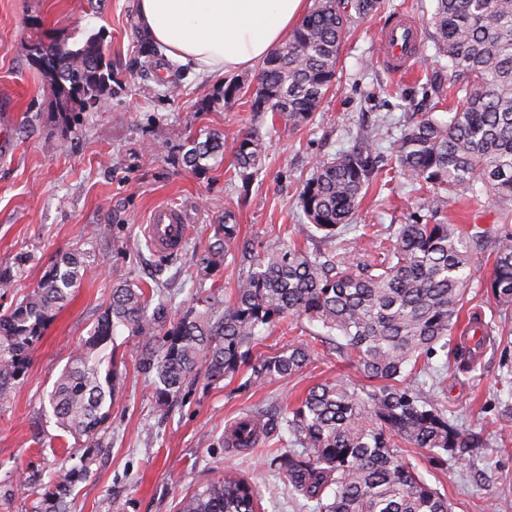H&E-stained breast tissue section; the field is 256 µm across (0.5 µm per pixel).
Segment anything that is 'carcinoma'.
Wrapping results in <instances>:
<instances>
[{
  "label": "carcinoma",
  "instance_id": "1",
  "mask_svg": "<svg viewBox=\"0 0 512 512\" xmlns=\"http://www.w3.org/2000/svg\"><path fill=\"white\" fill-rule=\"evenodd\" d=\"M314 7L276 48L256 76L255 112H270L294 129L320 107L336 74L349 15L339 0ZM432 38L448 68L462 75L463 105L440 120L426 112L395 141L394 168L407 176L419 199L416 220L401 224L384 242H371L370 258L351 261L330 251L310 252L292 241L254 255L242 251L249 269L233 297H214L204 309L170 317L151 307L152 296L128 284L112 298L90 336L48 395L56 423L80 447L78 463L61 467L44 489L35 512H69L61 492L87 477L103 452L97 439L109 417L120 374L113 348L119 326L142 344L139 367L160 404L203 373L214 382L251 366L250 382L300 372L315 345L295 342L251 362L255 330L286 319L319 322L326 335L344 339L336 353L356 362L365 383L315 384L301 401L283 407L281 422L291 439L274 461L293 492L315 512H449L448 499L431 488L400 448H420L439 461L473 445L434 403L409 386L448 349L472 288L479 256L492 260L484 287L512 308V224H448L440 219L444 194L463 191L473 203L483 192L512 204V0H436ZM49 75L55 122L68 127L76 114L109 94L103 45L89 36L75 49L55 42L33 44ZM184 163L196 172L224 152V134L187 136ZM258 133L237 140L235 173L243 190L263 166ZM381 166L364 139L349 151L318 160L300 194L308 223L297 232L332 242L349 224ZM82 253L62 254L38 288L0 315V392L27 369L28 354L58 305L80 286ZM269 433V423L247 415L231 430L237 448L250 449ZM261 492L247 478L224 475L186 498L182 512H258Z\"/></svg>",
  "mask_w": 512,
  "mask_h": 512
}]
</instances>
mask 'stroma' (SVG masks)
Listing matches in <instances>:
<instances>
[{
    "instance_id": "stroma-1",
    "label": "stroma",
    "mask_w": 512,
    "mask_h": 512,
    "mask_svg": "<svg viewBox=\"0 0 512 512\" xmlns=\"http://www.w3.org/2000/svg\"><path fill=\"white\" fill-rule=\"evenodd\" d=\"M367 15L353 16L341 44L336 78L321 107L303 127L279 132L271 115L251 109L255 69L234 72L238 97H214L219 75L200 76L153 49L137 33L133 0H0V126L14 148L0 154V272L12 278L0 288V312L37 288L64 252L84 254L80 288L46 326L30 352L28 369L0 395V512H34L33 472L48 475L67 457L74 437L60 429L48 394L107 307L112 288L159 287V299L179 316L207 296L233 295L255 252L289 241L305 223L299 194L317 160L368 138L383 177L367 191L354 223L378 235L411 221L417 199L407 177L394 174L391 147L401 128L422 112L447 119L458 100L441 78L429 24L435 0H372ZM397 10L409 11L421 33L420 63L400 78L378 58V32ZM103 33L112 93L82 112L72 130L52 122L53 87L32 61L36 39L81 45ZM212 130L224 135V155L206 173L187 167V136ZM263 137L264 167L249 194L233 178L234 146L244 133ZM161 203L183 205L192 233L182 252L153 253L143 233L147 215ZM236 216L238 233L224 241V213ZM443 218L458 224L512 222V210L493 201L467 209L458 199ZM491 263H480L461 321L479 315L485 328L478 356L464 362L437 355L430 373L418 376L424 397L436 400L476 447L447 465L427 452L403 449L428 485L447 496L452 512H512V309L502 310L482 283ZM302 339L317 338V354L299 373L250 383L249 368L218 383L198 378L164 407H157L137 362L139 350L117 328L121 379L109 419L99 435L103 448L90 475L63 496L71 512H180L183 500L234 472L258 482L263 512H312L276 471L271 438L252 451L231 448L227 427L245 415L270 416L296 402L317 382L357 383L361 377L331 344L320 342L319 323L302 322Z\"/></svg>"
}]
</instances>
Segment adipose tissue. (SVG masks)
Segmentation results:
<instances>
[{
	"label": "adipose tissue",
	"mask_w": 512,
	"mask_h": 512,
	"mask_svg": "<svg viewBox=\"0 0 512 512\" xmlns=\"http://www.w3.org/2000/svg\"><path fill=\"white\" fill-rule=\"evenodd\" d=\"M307 8V0H136L141 34L198 74L253 67Z\"/></svg>",
	"instance_id": "obj_1"
}]
</instances>
